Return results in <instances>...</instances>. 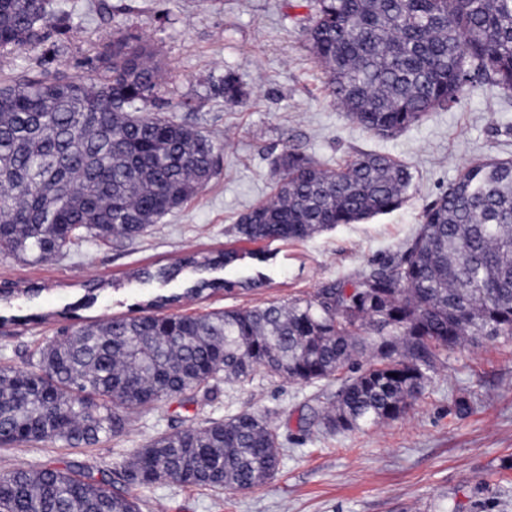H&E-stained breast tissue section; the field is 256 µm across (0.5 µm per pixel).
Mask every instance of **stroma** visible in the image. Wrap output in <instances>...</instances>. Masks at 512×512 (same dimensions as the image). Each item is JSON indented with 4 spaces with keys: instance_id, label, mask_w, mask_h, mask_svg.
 I'll list each match as a JSON object with an SVG mask.
<instances>
[{
    "instance_id": "35a3bbf8",
    "label": "stroma",
    "mask_w": 512,
    "mask_h": 512,
    "mask_svg": "<svg viewBox=\"0 0 512 512\" xmlns=\"http://www.w3.org/2000/svg\"><path fill=\"white\" fill-rule=\"evenodd\" d=\"M45 37L0 54V83L25 72L85 73L98 47L122 31L149 40L164 73L150 111L187 122L221 147L210 181L184 206L129 240L82 241L40 263L0 257V285L41 286L34 297L0 302V365L30 369L40 345L66 326L137 315L154 296L182 291L187 275L147 285L137 269L191 253L233 248L231 272L263 276L259 288L184 300L176 314L250 308L313 296L400 254L428 205L472 162L512 159V95L477 79L456 103L391 137L365 131L336 105L305 33L315 0H54ZM245 96L225 103L226 74ZM287 151L335 167L363 153L408 166L400 208L341 224L299 242L242 241L238 221L274 194ZM98 281L88 294L83 284ZM334 384H302L256 372L220 381L196 402L173 399L134 418L92 448L48 444L0 448V472L46 464L98 474L130 460L152 437L226 419L269 415L282 442L278 474L245 491L210 492L162 481L134 488L140 512H512V339H482L449 352L405 414L374 426L326 430L315 395Z\"/></svg>"
}]
</instances>
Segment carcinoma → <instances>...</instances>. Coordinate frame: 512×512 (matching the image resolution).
Masks as SVG:
<instances>
[{
    "instance_id": "carcinoma-1",
    "label": "carcinoma",
    "mask_w": 512,
    "mask_h": 512,
    "mask_svg": "<svg viewBox=\"0 0 512 512\" xmlns=\"http://www.w3.org/2000/svg\"><path fill=\"white\" fill-rule=\"evenodd\" d=\"M317 2L309 51L333 100L377 136L449 106L476 76L512 94V0ZM47 21L34 0H0V50L38 41ZM160 82L151 45L116 33L85 75L45 71L0 88V255L44 262L76 239L134 238L210 181L213 141L147 110ZM243 96L226 75L225 102ZM279 167L274 196L238 227L248 241H300L389 213L411 183L408 168L383 154L324 169L289 151ZM240 257L190 255L139 277L167 283L186 267L204 273ZM260 285L202 276L183 295ZM179 299L160 296L141 315L65 330L28 371L0 366V446H95L122 433L130 414L222 378L262 369L331 382L366 351L368 364L327 397L323 423L337 430L398 418L444 353L512 338V159L462 167L402 254L349 288L200 316L162 312ZM280 448L267 415L246 411L160 434L114 474L125 486L250 490L277 475ZM113 484L109 472L15 468L0 473V512H139L138 499Z\"/></svg>"
}]
</instances>
